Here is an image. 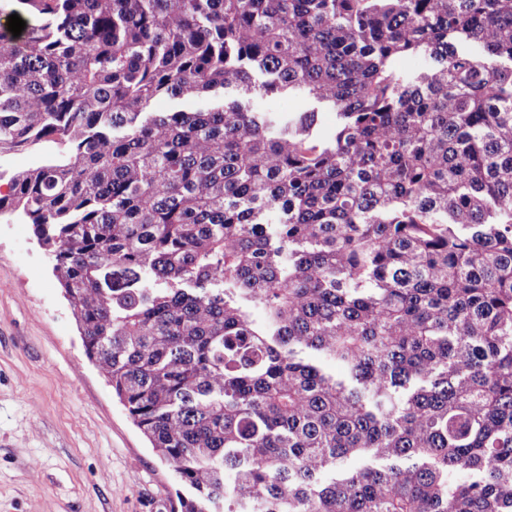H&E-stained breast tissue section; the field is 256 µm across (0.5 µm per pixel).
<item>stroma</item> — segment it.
<instances>
[{"mask_svg": "<svg viewBox=\"0 0 512 512\" xmlns=\"http://www.w3.org/2000/svg\"><path fill=\"white\" fill-rule=\"evenodd\" d=\"M178 489L88 359L32 225L0 219V512H172Z\"/></svg>", "mask_w": 512, "mask_h": 512, "instance_id": "stroma-1", "label": "stroma"}]
</instances>
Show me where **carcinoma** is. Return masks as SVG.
I'll return each mask as SVG.
<instances>
[{
    "instance_id": "obj_1",
    "label": "carcinoma",
    "mask_w": 512,
    "mask_h": 512,
    "mask_svg": "<svg viewBox=\"0 0 512 512\" xmlns=\"http://www.w3.org/2000/svg\"><path fill=\"white\" fill-rule=\"evenodd\" d=\"M9 14L0 217L180 512H512V0ZM255 106L275 112H295L300 109L302 99L288 94L271 97H254ZM40 161L41 153L39 151H17L3 154L0 157V166L10 172H21L38 165Z\"/></svg>"
}]
</instances>
